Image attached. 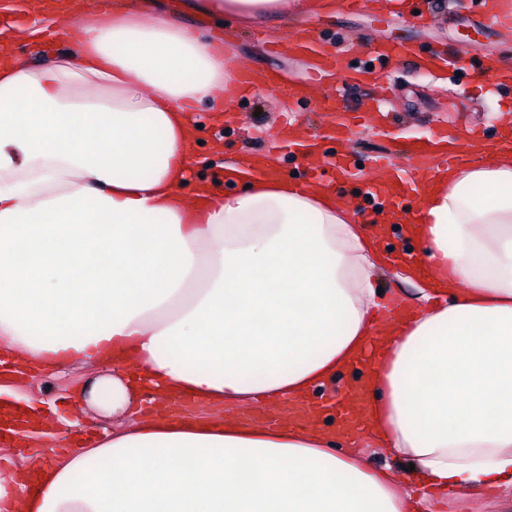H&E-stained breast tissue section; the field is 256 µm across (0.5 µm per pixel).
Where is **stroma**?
Returning <instances> with one entry per match:
<instances>
[{"label":"stroma","instance_id":"stroma-1","mask_svg":"<svg viewBox=\"0 0 512 512\" xmlns=\"http://www.w3.org/2000/svg\"><path fill=\"white\" fill-rule=\"evenodd\" d=\"M391 0H377L358 14H313L274 21L262 29L223 28L238 57L247 65L279 72L286 88L263 91L237 104L236 120L221 128L212 113L198 112L202 126L200 142L194 156L201 173L214 174L224 166L235 164L246 152L271 150L273 140L284 122L295 123L298 134L316 142L319 153L332 158L341 145L328 137L330 119L321 107L322 99L340 91L343 107L354 111L369 98L387 94L391 114L387 125L362 130L355 135L354 156L343 173L327 169L337 190L356 197L361 210L371 209V202L361 192L374 179L371 158L395 139L414 140L424 137L431 128L454 129L464 125L488 137L498 134V117L512 111V85L496 88L481 80L479 72L487 56H502L512 63V36L507 37L481 21L479 0H416L422 16L406 17L390 6ZM313 26L319 38L333 51L344 50L353 40L368 45L408 43L414 57L376 66L371 81L354 84L343 76L324 81L310 97L293 96L309 71L304 59H288L270 53L268 42L292 33L296 28ZM449 56L463 55L465 66L451 80L432 75L420 67L419 60L436 51ZM95 371L90 367H68L38 373L22 379L1 382L8 388V401L31 407L55 424L66 418L108 429L111 419L101 417L84 404L83 387ZM446 512H512V489L452 491Z\"/></svg>","mask_w":512,"mask_h":512}]
</instances>
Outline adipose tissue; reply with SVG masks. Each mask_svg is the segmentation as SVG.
Returning <instances> with one entry per match:
<instances>
[{
  "mask_svg": "<svg viewBox=\"0 0 512 512\" xmlns=\"http://www.w3.org/2000/svg\"><path fill=\"white\" fill-rule=\"evenodd\" d=\"M309 0L86 6L77 44L0 67V348L100 368L111 433L24 463L0 457V512H433L449 490L512 488V152L439 173L419 223L316 182L201 178L200 106L231 111L213 37L176 23L261 26ZM410 242L412 320L376 337L375 272ZM365 439L236 417L306 406L375 345ZM191 396L151 414L144 391ZM413 464L422 491L396 478ZM37 491H29V481Z\"/></svg>",
  "mask_w": 512,
  "mask_h": 512,
  "instance_id": "ef3b65f1",
  "label": "adipose tissue"
}]
</instances>
